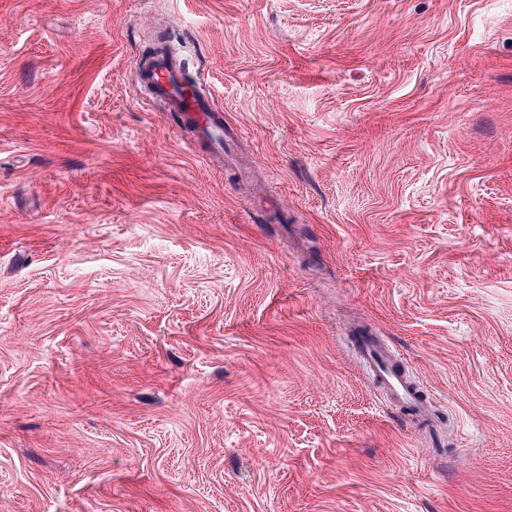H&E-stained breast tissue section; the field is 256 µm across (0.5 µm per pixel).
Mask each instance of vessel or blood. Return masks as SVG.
<instances>
[{
  "mask_svg": "<svg viewBox=\"0 0 512 512\" xmlns=\"http://www.w3.org/2000/svg\"><path fill=\"white\" fill-rule=\"evenodd\" d=\"M134 72L146 101L172 112L191 133V145L220 154L240 135V128L225 127L222 109L187 82L183 61L165 36H157L150 52L136 58ZM356 347L386 404L424 424L433 419L431 401L410 377L397 352L372 335L360 338Z\"/></svg>",
  "mask_w": 512,
  "mask_h": 512,
  "instance_id": "b4317fda",
  "label": "vessel or blood"
}]
</instances>
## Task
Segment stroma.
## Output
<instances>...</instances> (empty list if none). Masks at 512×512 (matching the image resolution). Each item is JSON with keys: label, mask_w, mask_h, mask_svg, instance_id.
<instances>
[{"label": "stroma", "mask_w": 512, "mask_h": 512, "mask_svg": "<svg viewBox=\"0 0 512 512\" xmlns=\"http://www.w3.org/2000/svg\"><path fill=\"white\" fill-rule=\"evenodd\" d=\"M0 512H512V0H0ZM134 72L145 100L172 112L193 135L191 145L223 156L225 146L242 134L238 127H224V111L196 85L187 83L183 61L164 35L154 39L149 53L136 58ZM356 342L358 354L377 382L386 404L421 423L434 417L427 394L410 377L399 354L388 349L377 336L365 335Z\"/></svg>", "instance_id": "stroma-1"}]
</instances>
